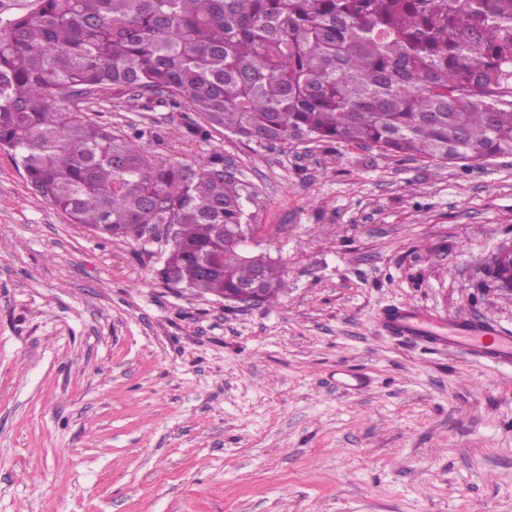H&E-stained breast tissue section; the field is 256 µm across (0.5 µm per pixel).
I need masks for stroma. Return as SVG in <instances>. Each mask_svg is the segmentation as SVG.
<instances>
[{
  "label": "stroma",
  "instance_id": "1",
  "mask_svg": "<svg viewBox=\"0 0 512 512\" xmlns=\"http://www.w3.org/2000/svg\"><path fill=\"white\" fill-rule=\"evenodd\" d=\"M153 159L257 192L242 308L164 283L165 233L98 237L0 152V512H512V367L396 336L394 305L512 330V156L260 145L164 96L85 102ZM202 135H194V128ZM367 386L342 393L336 372Z\"/></svg>",
  "mask_w": 512,
  "mask_h": 512
}]
</instances>
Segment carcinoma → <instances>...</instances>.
Instances as JSON below:
<instances>
[{
  "label": "carcinoma",
  "instance_id": "carcinoma-1",
  "mask_svg": "<svg viewBox=\"0 0 512 512\" xmlns=\"http://www.w3.org/2000/svg\"><path fill=\"white\" fill-rule=\"evenodd\" d=\"M165 93L247 141L355 143L439 161L512 155V0H37L0 27V148L73 223L175 224L180 283L222 297L281 267L231 243L251 186L224 158L152 160L67 103ZM494 277L512 288V253Z\"/></svg>",
  "mask_w": 512,
  "mask_h": 512
}]
</instances>
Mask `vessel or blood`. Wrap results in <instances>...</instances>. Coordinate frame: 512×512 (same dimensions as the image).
Instances as JSON below:
<instances>
[{"instance_id":"obj_1","label":"vessel or blood","mask_w":512,"mask_h":512,"mask_svg":"<svg viewBox=\"0 0 512 512\" xmlns=\"http://www.w3.org/2000/svg\"><path fill=\"white\" fill-rule=\"evenodd\" d=\"M380 322L397 336L430 341L477 360H494L512 366V332L464 315L446 319L427 310L396 306L385 310Z\"/></svg>"}]
</instances>
